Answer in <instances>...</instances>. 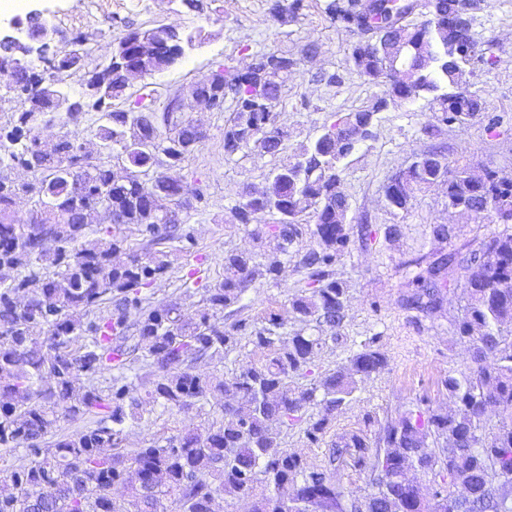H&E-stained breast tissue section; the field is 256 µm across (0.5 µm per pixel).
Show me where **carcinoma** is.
Wrapping results in <instances>:
<instances>
[{
    "instance_id": "cac0c4a2",
    "label": "carcinoma",
    "mask_w": 512,
    "mask_h": 512,
    "mask_svg": "<svg viewBox=\"0 0 512 512\" xmlns=\"http://www.w3.org/2000/svg\"><path fill=\"white\" fill-rule=\"evenodd\" d=\"M303 0H274L271 14L294 15ZM421 8L446 21L448 0H422ZM327 12L334 22L350 25L347 0H331ZM192 41L167 28L129 31L112 47V67L102 78L99 94L82 103L105 116L99 139L118 145L125 161L141 172L152 169L155 154L140 142L159 137L173 166L190 155L202 137L192 129L162 137L143 128L128 133L130 113L111 112L130 77L161 71L181 54L183 41ZM482 57L447 52L440 65L414 62L417 76L408 83L391 82L381 60L353 46L349 62L370 82L384 87L372 103L334 121L304 146L294 160L276 167L262 195L246 192L232 208L237 222L251 224L253 215L267 210L276 221L252 230L278 241L290 254L303 235L315 246L299 256L307 288L290 301L288 313L331 336L300 330L284 336L281 317L269 325L249 328L239 319L224 328V310L233 316L245 309L244 293L257 280L278 279L277 262L264 265L252 252L224 255L234 275L202 287L203 308L184 319L174 304L143 306V292L166 274L164 252L145 255L125 246L121 226H136L142 241L195 245L193 229L180 218L152 213L150 195L160 193L165 176L147 185L137 180L112 181L111 170L89 161L86 143L65 133L55 143L36 149L32 121L37 108L54 111L55 99L66 96L48 90L49 68L77 69L72 57L48 59L39 72L21 63L17 94L24 107L9 125H0V168L19 165L38 175L35 219H16L15 199L27 189L0 175V448H23L29 462L0 470V512H158L162 499L179 504V512H213L214 494L241 496L263 481L269 488L290 490L288 512H512V232L503 230L475 239L447 253L409 259L400 305L427 316L442 309L444 296L436 282L447 281L467 295L459 338L469 343L473 366L448 373L444 387L456 409L405 410L368 434L364 430L335 435L326 443V466L311 467L301 456L282 447L280 433L270 422L290 428L304 425L313 444L323 441L329 426L357 389L358 379L388 367L386 355L369 344L348 360V366L305 388L292 389L288 379L307 377L315 357L328 342H337L347 311V285L332 266L347 248L353 227L343 219L348 204L342 184V161L352 153L357 137L370 132L376 115L407 99L431 98L446 114L474 112L485 100L469 91L448 95V88L467 84V68ZM288 72L263 54L243 73L220 72L206 89L209 107L224 109L225 92L235 96L236 109L224 129L228 156L252 144L261 155H278L285 132L275 124L269 100L277 98ZM438 165L429 163L386 186L387 205L406 211L415 194L430 186ZM84 184L76 198L73 185ZM448 197L465 210L489 195L512 210V182L471 184L468 167L448 169ZM107 191L112 213L120 225L97 230L88 238L84 210ZM313 223H304V217ZM126 254L116 262L115 255ZM138 314L128 322V313ZM250 331L258 348L273 356L248 366L230 379L207 378L194 371L201 359L228 354ZM136 333L137 343H132ZM139 362L151 371H134ZM168 411H181L210 401L221 406L224 419L207 427H189L165 443L155 442L127 457L118 451L126 427L143 422L145 400ZM317 409L312 413L311 409ZM98 416L94 427L50 443L45 437L61 420ZM498 418L486 427L490 416ZM345 463L365 475L373 492L360 497L335 478ZM414 469L429 479L427 496L407 478ZM53 482L55 493L43 494ZM123 492L115 498L112 487Z\"/></svg>"
}]
</instances>
